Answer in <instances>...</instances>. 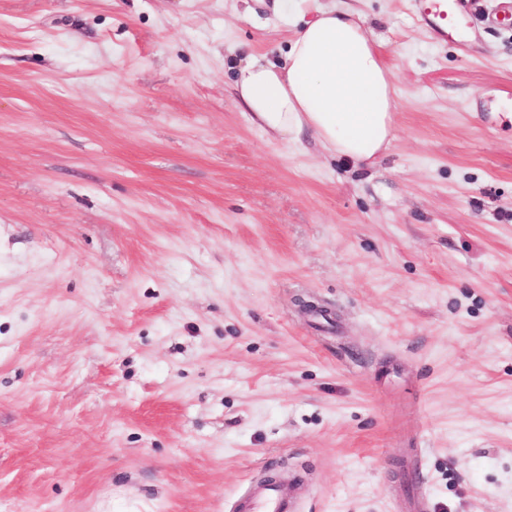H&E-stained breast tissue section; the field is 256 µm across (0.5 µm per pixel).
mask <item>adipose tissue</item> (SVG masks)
Returning a JSON list of instances; mask_svg holds the SVG:
<instances>
[{
    "mask_svg": "<svg viewBox=\"0 0 512 512\" xmlns=\"http://www.w3.org/2000/svg\"><path fill=\"white\" fill-rule=\"evenodd\" d=\"M249 120L269 136L298 140L310 131L336 157L365 164L394 134L397 91L362 17L318 9L296 29L283 61L248 56L235 81Z\"/></svg>",
    "mask_w": 512,
    "mask_h": 512,
    "instance_id": "adipose-tissue-1",
    "label": "adipose tissue"
}]
</instances>
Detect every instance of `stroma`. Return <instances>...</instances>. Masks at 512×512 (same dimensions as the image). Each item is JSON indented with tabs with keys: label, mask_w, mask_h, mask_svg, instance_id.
Returning <instances> with one entry per match:
<instances>
[{
	"label": "stroma",
	"mask_w": 512,
	"mask_h": 512,
	"mask_svg": "<svg viewBox=\"0 0 512 512\" xmlns=\"http://www.w3.org/2000/svg\"><path fill=\"white\" fill-rule=\"evenodd\" d=\"M359 13L372 165L235 73ZM0 0V512H512V0ZM424 21L441 39L457 24L455 3L451 0H416ZM236 512H293L294 502L283 487L256 485L241 496Z\"/></svg>",
	"instance_id": "stroma-1"
}]
</instances>
